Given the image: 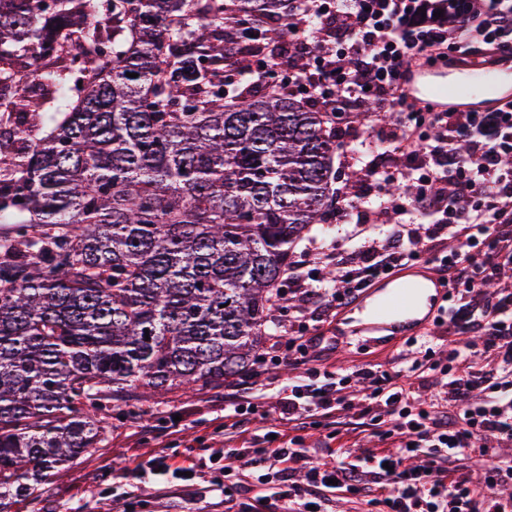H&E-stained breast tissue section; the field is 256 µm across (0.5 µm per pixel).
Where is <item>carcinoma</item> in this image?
<instances>
[{
  "instance_id": "1",
  "label": "carcinoma",
  "mask_w": 512,
  "mask_h": 512,
  "mask_svg": "<svg viewBox=\"0 0 512 512\" xmlns=\"http://www.w3.org/2000/svg\"><path fill=\"white\" fill-rule=\"evenodd\" d=\"M298 4L0 0V512L112 417L220 388L278 335L342 147L256 68ZM231 48L248 68L226 88Z\"/></svg>"
}]
</instances>
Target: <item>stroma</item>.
Returning <instances> with one entry per match:
<instances>
[{"label":"stroma","instance_id":"stroma-1","mask_svg":"<svg viewBox=\"0 0 512 512\" xmlns=\"http://www.w3.org/2000/svg\"><path fill=\"white\" fill-rule=\"evenodd\" d=\"M360 212L338 215L330 229L313 228L307 240L314 247L349 254L362 244L344 233L345 224L362 222ZM410 341L391 347L355 338L337 340L322 368L379 365L391 369L395 354H412ZM286 347L269 339L258 361L244 374L245 382L258 381L278 391L288 383L305 382V366L288 363ZM236 397L227 389L199 393L193 390L144 405L136 418L113 420L105 447L95 449L57 474L46 493L33 500L9 504L8 512H277L278 501L260 502L256 492L239 486L237 473L223 470L224 410ZM161 457L174 467L205 458L191 479H161L151 462ZM141 467L142 477L125 481L121 472Z\"/></svg>","mask_w":512,"mask_h":512}]
</instances>
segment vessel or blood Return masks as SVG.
Returning <instances> with one entry per match:
<instances>
[{
    "label": "vessel or blood",
    "instance_id": "1",
    "mask_svg": "<svg viewBox=\"0 0 512 512\" xmlns=\"http://www.w3.org/2000/svg\"><path fill=\"white\" fill-rule=\"evenodd\" d=\"M453 70L456 79L448 85L427 82L425 68H413L405 89L407 99L431 101L440 111L451 105L465 109L478 101L496 108L512 101V96L498 89L512 78L498 62H458ZM444 295L428 264L405 268L381 279L348 305V312L357 316L352 332L357 336H417L443 315Z\"/></svg>",
    "mask_w": 512,
    "mask_h": 512
}]
</instances>
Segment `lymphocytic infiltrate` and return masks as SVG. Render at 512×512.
Returning <instances> with one entry per match:
<instances>
[{
    "label": "lymphocytic infiltrate",
    "instance_id": "obj_1",
    "mask_svg": "<svg viewBox=\"0 0 512 512\" xmlns=\"http://www.w3.org/2000/svg\"><path fill=\"white\" fill-rule=\"evenodd\" d=\"M311 28L292 34L285 85L325 93L337 121L348 122L357 105L387 113V149L360 162L359 145H346L350 167L360 169L370 193L340 195L339 212L357 210L363 223L354 237L379 234L349 257L312 250L309 277L288 270L278 307L294 305V322L280 336L295 347L298 364L316 361L323 326L382 274L428 259L448 290L451 313L437 331L479 337L490 356L472 365L471 345L440 353L424 347L389 372L377 366L327 371L320 382L291 386L272 398L253 384L224 416L233 439L247 418L275 408L286 418L267 427L263 447L250 449L257 483H287L282 512H322L338 495L384 503L388 512H512V104L504 109L435 111L407 102L404 84L415 57L433 63L453 55L512 53V0H302ZM428 384L420 401L414 382ZM366 390L354 404L342 391ZM359 409L381 447L366 461L346 446L326 461L307 443L308 427L333 425L337 414ZM490 463L479 481L464 472L466 460Z\"/></svg>",
    "mask_w": 512,
    "mask_h": 512
}]
</instances>
